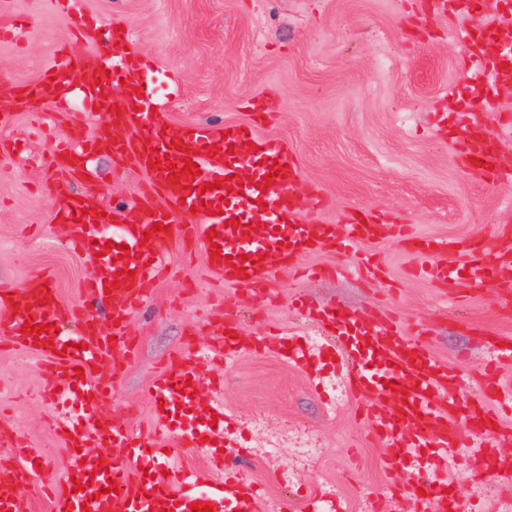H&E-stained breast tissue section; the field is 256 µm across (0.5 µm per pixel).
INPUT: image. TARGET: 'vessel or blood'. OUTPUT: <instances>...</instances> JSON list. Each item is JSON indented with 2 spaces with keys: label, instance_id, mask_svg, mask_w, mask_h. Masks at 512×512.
<instances>
[{
  "label": "vessel or blood",
  "instance_id": "vessel-or-blood-1",
  "mask_svg": "<svg viewBox=\"0 0 512 512\" xmlns=\"http://www.w3.org/2000/svg\"><path fill=\"white\" fill-rule=\"evenodd\" d=\"M504 0H429L428 9L437 14L453 11L469 15L470 24L460 32L468 46L471 94L460 96L458 112L464 134L452 143L462 162L480 159L477 173L494 180L503 170L486 144L485 114H494L503 124L512 115L503 112L495 98L484 95V84L500 75L501 57L483 55L484 45L512 42V27L499 26ZM112 43L107 50L89 52L80 41L60 47L52 63L36 83L25 85L12 100L13 108L39 110L40 100L52 109L64 110L73 100L85 109H109L107 123L91 136L75 131L58 135L51 149L52 174L48 180L55 191V214L71 225L66 245L77 252L95 256L96 270L83 284L80 303L62 305L57 293L47 292L51 272L30 276L20 288L1 283L0 291L11 293L13 314L0 324V335L16 348L33 352L42 361L46 401L61 407L56 431L69 464L63 473L49 477L52 512H192L195 502L212 504L215 512L233 507L234 512H257L256 502L239 491L241 471L223 458L222 451L235 441L216 433L212 426L180 428L178 409L196 408L206 357L186 348L154 376L149 385L153 409L152 427L142 432L103 418L99 408L116 380L96 375L106 358L132 360L133 339L125 323L142 305L158 274L166 267L164 251L171 235L154 231L165 215L185 213L177 227L179 238L190 239L200 250L206 268L224 284L242 288L253 299L267 297L272 280L280 270L295 265L307 254L323 249L347 251L356 244L379 237L380 227L346 215L340 223L324 224L305 218L302 205L319 210L328 204L316 186H303L300 171L286 143L258 138L255 132L269 114L268 101H252L253 119L246 124L231 123L215 130L206 124H175L150 86L153 64L149 57L132 51V36L119 20L105 27ZM134 128L132 138L114 140V126ZM215 153H208V146ZM102 151L126 159L132 168L146 174L143 197L160 196L162 205L151 216L142 210L100 213L88 196L69 193L60 172L82 169L86 153ZM170 159L178 170L177 180L169 172L149 168V161ZM197 166L196 174L185 173L186 161ZM281 168L269 189L259 184L272 168ZM172 169V170H173ZM212 213H205L204 205ZM238 226H231V219ZM151 239H144V232ZM114 249H107V242ZM402 243L421 257H432L427 275L451 289L460 275L475 285L484 284L503 259L512 257V241L466 243L448 238H427L404 231ZM219 245L220 257H212V245ZM130 249L121 258L120 246ZM464 253L466 273H459L445 257ZM322 332V347L313 350L308 340L278 337L245 341L238 338V321L225 314L216 322L215 334L225 363L273 348L289 364L315 372L325 359L334 368L347 394L367 400L369 431L386 450L384 463L394 468L409 462L410 491L426 490L423 505L435 512H448L449 456L475 459L483 477L503 488L512 487V472L496 463V450L512 444V427L504 424L501 412L512 411V387L498 376L501 365L512 362V348L491 345L483 374L477 381L481 398L465 400L460 394L458 370L437 361L427 348L407 334L396 318H383L372 311L337 314L335 308L321 307L307 298L297 300ZM107 306L113 322L105 329L94 311ZM77 326L75 335L64 336L55 326L62 321ZM42 326V333H23L24 323ZM83 376H76V369ZM8 455L0 459V512H29L27 500L18 492L20 484L35 475V458L18 442L10 443ZM191 448L210 457L218 479L201 484L197 474L180 463L184 449ZM82 491H75V484Z\"/></svg>",
  "mask_w": 512,
  "mask_h": 512
}]
</instances>
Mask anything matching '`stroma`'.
I'll list each match as a JSON object with an SVG mask.
<instances>
[{
  "mask_svg": "<svg viewBox=\"0 0 512 512\" xmlns=\"http://www.w3.org/2000/svg\"><path fill=\"white\" fill-rule=\"evenodd\" d=\"M14 8L26 22L0 42V91L37 79L56 48L73 38L68 16L47 0H15ZM77 9L91 28L114 18L128 23L139 50L156 64L153 82L175 124L218 129L245 122L251 99L270 98L272 115L260 132L288 143L305 183L329 200L319 220L334 224L354 209L383 227L378 239L347 253L322 250L304 256L300 269L279 271L273 297L260 301L223 285L198 252L171 247L170 274L127 322L135 358L103 364L119 376L104 405L109 417L148 429L151 379L179 351L212 346L209 323L219 308L235 309L249 337L276 330L312 336L314 324L292 307L299 294L348 313L373 309L405 321L409 336L460 370L461 393L472 396L469 382L483 372L490 339L512 340V307L500 300L512 272L495 271L478 288L461 283L449 300L428 277L411 274L422 259L396 235L401 225L459 240L512 233V176L488 182L464 170L442 134L459 123L453 93L470 90L458 18L426 12L423 0H77ZM9 132L24 139L25 149L0 154V281L18 287L49 268L62 303H78L92 263L57 246L54 198L31 163L51 144L24 112ZM88 162L95 181L70 177L72 191L119 211L136 201L142 176H112L122 159L92 154ZM362 253L374 256L379 272L308 274L339 261L356 264ZM41 379L34 354L0 348V435L26 439L54 473L65 470L67 457L57 449L59 412L37 397ZM223 379L220 391L202 384L201 399L222 394L234 414L243 438L230 454L265 512L278 504L303 512L297 490L305 484L341 512L373 505L419 512L412 499L392 506L387 488L407 475L385 472L384 450L361 419L364 403L334 387L329 373L312 386L306 371L269 352L243 356ZM448 476L457 482L459 512H484L501 501L499 486L475 478L472 462L449 466Z\"/></svg>",
  "mask_w": 512,
  "mask_h": 512,
  "instance_id": "1",
  "label": "stroma"
}]
</instances>
